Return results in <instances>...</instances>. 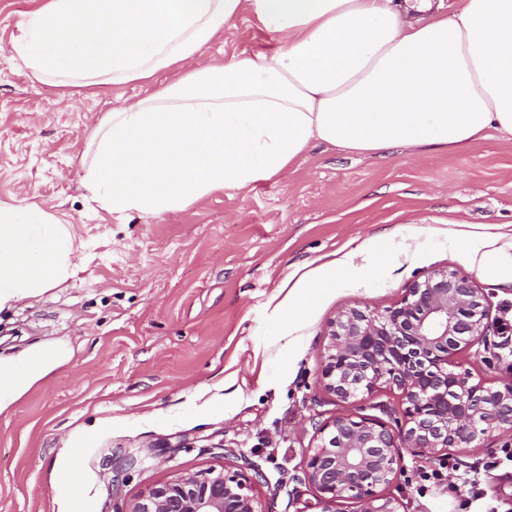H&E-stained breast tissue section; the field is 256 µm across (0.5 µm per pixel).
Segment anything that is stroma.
I'll return each mask as SVG.
<instances>
[{
	"label": "stroma",
	"mask_w": 512,
	"mask_h": 512,
	"mask_svg": "<svg viewBox=\"0 0 512 512\" xmlns=\"http://www.w3.org/2000/svg\"><path fill=\"white\" fill-rule=\"evenodd\" d=\"M40 0H0V202L36 207L83 247L67 283L0 314V350L64 340L72 359L0 415V512H113L178 472L210 467L267 482L264 512H321L300 475L312 429L339 413L401 409L386 387L343 404L322 391L328 323L345 307L381 312L442 269L466 272L433 224H512V139L454 151L392 147L357 154L312 147L283 178L203 197L156 217L117 219L92 201L80 158L112 109L171 75L138 84L53 87L14 59L11 42ZM251 7L206 48L202 62L270 48ZM380 245L372 276L325 290L292 331L271 297L299 267ZM506 438L449 452L474 490L424 485L430 461L405 456L387 492L406 512H512ZM75 474L74 487L61 478Z\"/></svg>",
	"instance_id": "35a3bbf8"
}]
</instances>
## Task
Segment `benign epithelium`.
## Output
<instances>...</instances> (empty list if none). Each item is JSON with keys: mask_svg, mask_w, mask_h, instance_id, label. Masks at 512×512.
<instances>
[{"mask_svg": "<svg viewBox=\"0 0 512 512\" xmlns=\"http://www.w3.org/2000/svg\"><path fill=\"white\" fill-rule=\"evenodd\" d=\"M492 307L491 293L471 278L441 270L410 283L382 313L355 306L330 321L324 390L346 402L384 385L400 393L405 408L394 426L350 413L315 426L302 474L322 512H335L344 500L361 503V512H401L400 500L382 488L404 473L403 448L443 460L448 449L468 448L493 431L512 438V379L475 382L452 362L471 348L486 364L498 362L508 341L491 319ZM251 470L248 478L223 467L179 473L130 502L121 499L115 478V512H264L253 488L266 476L256 465Z\"/></svg>", "mask_w": 512, "mask_h": 512, "instance_id": "benign-epithelium-1", "label": "benign epithelium"}]
</instances>
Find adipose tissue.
<instances>
[{
    "label": "adipose tissue",
    "instance_id": "1",
    "mask_svg": "<svg viewBox=\"0 0 512 512\" xmlns=\"http://www.w3.org/2000/svg\"><path fill=\"white\" fill-rule=\"evenodd\" d=\"M250 3L277 47L219 64L195 58ZM50 86L177 76L112 110L81 157L83 185L113 215L157 216L281 177L316 144L376 153L451 150L512 137V0H41L11 43ZM470 269L512 285V230L432 225ZM373 250L296 271L276 304L299 329L316 293L373 273ZM69 230L37 208L0 203V312L73 279ZM64 341L0 352V415L72 357Z\"/></svg>",
    "mask_w": 512,
    "mask_h": 512
}]
</instances>
